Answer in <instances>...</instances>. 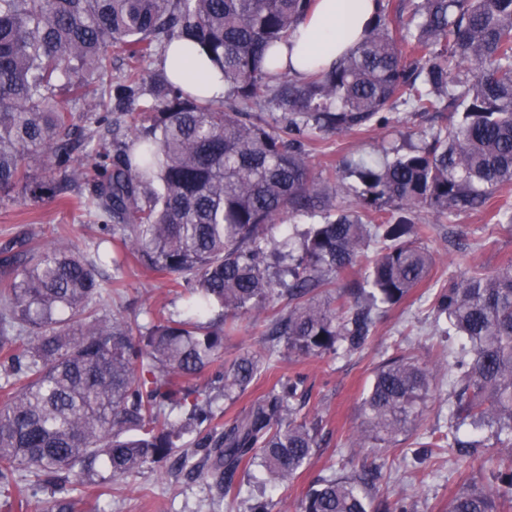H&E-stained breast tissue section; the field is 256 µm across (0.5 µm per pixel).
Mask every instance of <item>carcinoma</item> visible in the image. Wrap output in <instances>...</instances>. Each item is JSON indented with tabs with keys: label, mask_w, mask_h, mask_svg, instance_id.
<instances>
[{
	"label": "carcinoma",
	"mask_w": 512,
	"mask_h": 512,
	"mask_svg": "<svg viewBox=\"0 0 512 512\" xmlns=\"http://www.w3.org/2000/svg\"><path fill=\"white\" fill-rule=\"evenodd\" d=\"M364 39L304 79L272 76L280 47L316 0H0V190L32 200L64 191L52 173L83 147L77 196L104 236L128 251L89 252L58 238L0 246V494L23 472L26 497L49 489L50 512H74L71 491L128 481L161 462L216 491L240 492L239 470L261 466L287 480L319 447V422L303 412L301 378L280 379L229 425L215 422L211 391L233 399L266 370L259 352L219 361L239 321L277 305L265 350L339 357L372 337L377 311L429 278L421 212L449 217L485 208L512 186V0H376ZM174 41L205 50L224 78V103L166 79L136 113L129 142L112 152L108 99L138 97V71L100 87L101 112L79 127L58 100L75 99L112 70V48L137 63ZM271 106V120L253 107ZM452 112L455 122L407 152L346 166L353 210L318 209L323 177L302 140L381 125L388 115ZM39 158L43 175L27 160ZM490 220L512 223V203ZM311 219L278 240L286 218ZM364 266L357 299L321 297ZM135 257L178 275L186 307L149 325L112 318L117 280L105 272ZM435 320L455 337L448 352V432L439 442L472 458L491 440L505 449L499 489L473 481L448 512H502L512 503V264L479 269L434 294ZM433 375L401 353L376 371L361 404L360 447L413 431ZM176 411L172 420L166 411ZM207 425L192 453V426ZM380 467L317 480L303 512H413L405 498L378 509ZM249 512H275L249 491Z\"/></svg>",
	"instance_id": "obj_1"
}]
</instances>
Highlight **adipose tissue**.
Returning a JSON list of instances; mask_svg holds the SVG:
<instances>
[{
	"label": "adipose tissue",
	"instance_id": "adipose-tissue-1",
	"mask_svg": "<svg viewBox=\"0 0 512 512\" xmlns=\"http://www.w3.org/2000/svg\"><path fill=\"white\" fill-rule=\"evenodd\" d=\"M375 9V0H318L288 44L282 45L277 72L287 71L300 78L310 68L332 65L362 40ZM160 65L169 78L189 81L191 93L223 99L224 82L199 47L172 43Z\"/></svg>",
	"mask_w": 512,
	"mask_h": 512
}]
</instances>
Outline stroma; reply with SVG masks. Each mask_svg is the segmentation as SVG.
Returning a JSON list of instances; mask_svg holds the SVG:
<instances>
[{
  "label": "stroma",
  "instance_id": "stroma-1",
  "mask_svg": "<svg viewBox=\"0 0 512 512\" xmlns=\"http://www.w3.org/2000/svg\"><path fill=\"white\" fill-rule=\"evenodd\" d=\"M447 114L399 112L391 124L346 136L328 135L306 145L305 150L316 170L339 168L343 159L408 143H418L438 128L447 125ZM76 169L60 170L55 181L66 187V197L43 203L13 196L0 199V244L8 240L32 245L67 236L80 244L94 246L100 232L93 219L76 207L78 189ZM421 223L430 227L426 247L435 257L427 286L413 291L401 303L380 310L376 329L366 347L343 357L298 360L280 354L273 366L243 396L228 401L217 398L215 413L219 423L246 415L252 403L282 377L300 376L310 393L309 409L321 420L320 448L314 450L303 472L281 484L265 483L267 495L280 501L282 512H300V503L317 479L342 474L350 468L383 466L377 495L396 499L406 496L417 512H448L456 493L472 479L491 485L490 472L475 473L465 462L456 460L449 449H429L424 460H417V438L440 433L448 417V385L444 365L448 350L439 336L432 312L433 292L449 279H460L469 267L480 266L491 273L512 264V224H495L480 209H466L450 219L435 220L421 214ZM119 294L109 312L118 317H137L146 324L159 310L179 311L185 300L168 280L130 263L117 271ZM416 355L439 377L432 388L427 409L416 433L399 436L385 448H356L352 445L360 426L361 403L376 368L396 351ZM77 512H96L103 504L107 512H208L209 488L187 480L159 463L144 469L131 483L113 486L106 499H99L94 487L81 486L73 493Z\"/></svg>",
  "mask_w": 512,
  "mask_h": 512
}]
</instances>
